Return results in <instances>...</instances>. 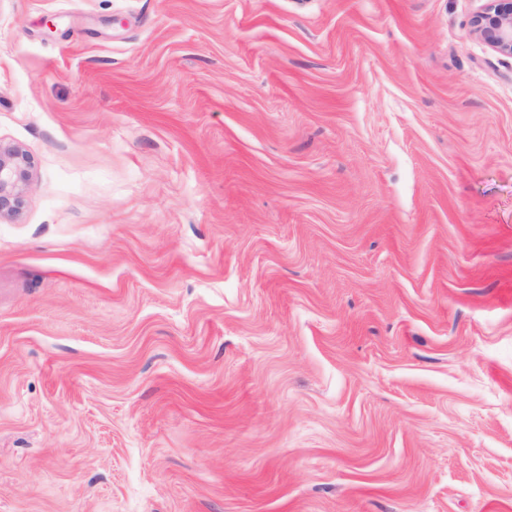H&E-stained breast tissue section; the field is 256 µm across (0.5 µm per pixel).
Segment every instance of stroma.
<instances>
[{
    "instance_id": "1",
    "label": "stroma",
    "mask_w": 512,
    "mask_h": 512,
    "mask_svg": "<svg viewBox=\"0 0 512 512\" xmlns=\"http://www.w3.org/2000/svg\"><path fill=\"white\" fill-rule=\"evenodd\" d=\"M484 4L0 0V512H512ZM30 161L16 146L0 145V216L15 213L30 180Z\"/></svg>"
}]
</instances>
